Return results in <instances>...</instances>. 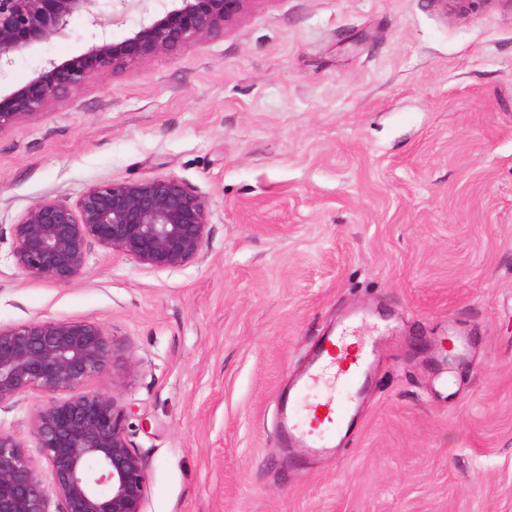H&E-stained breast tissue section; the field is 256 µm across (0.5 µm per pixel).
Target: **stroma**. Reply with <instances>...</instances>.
<instances>
[{
    "instance_id": "35a3bbf8",
    "label": "stroma",
    "mask_w": 512,
    "mask_h": 512,
    "mask_svg": "<svg viewBox=\"0 0 512 512\" xmlns=\"http://www.w3.org/2000/svg\"><path fill=\"white\" fill-rule=\"evenodd\" d=\"M172 6L100 9L118 43ZM98 32L73 16L0 93ZM158 176L211 204L199 261L94 247L67 286L16 268L37 200ZM354 305L403 343L350 446L314 460L282 444L277 401ZM34 319L100 323L136 362L89 386L133 409L143 512H512V0H253L1 131L0 326ZM41 400L0 405V429L27 437Z\"/></svg>"
}]
</instances>
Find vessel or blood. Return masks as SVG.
Here are the masks:
<instances>
[{
	"label": "vessel or blood",
	"mask_w": 512,
	"mask_h": 512,
	"mask_svg": "<svg viewBox=\"0 0 512 512\" xmlns=\"http://www.w3.org/2000/svg\"><path fill=\"white\" fill-rule=\"evenodd\" d=\"M371 325L370 316L355 314L335 334L322 338L295 385L297 397L306 402L304 417L291 409L283 413V432L290 442L323 452L344 432L381 343L380 337L368 334Z\"/></svg>",
	"instance_id": "b4317fda"
}]
</instances>
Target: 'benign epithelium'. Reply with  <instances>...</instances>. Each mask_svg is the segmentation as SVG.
Instances as JSON below:
<instances>
[{"label":"benign epithelium","instance_id":"benign-epithelium-1","mask_svg":"<svg viewBox=\"0 0 512 512\" xmlns=\"http://www.w3.org/2000/svg\"><path fill=\"white\" fill-rule=\"evenodd\" d=\"M101 0H0V67L59 36L76 14L101 24ZM122 42L101 38L87 52L50 67L0 98V131L29 121L82 89L100 69L119 68L201 41L248 11L254 0H176ZM209 201L174 177L107 181L73 203L43 198L12 225V256L27 277L56 286L78 279L91 247L119 252L144 268L170 270L200 260ZM121 357V346L92 321L33 320L0 327V405L28 391L44 400L29 439L0 429V512H142L148 478L132 449V408L88 390ZM33 443L49 470L42 476Z\"/></svg>","mask_w":512,"mask_h":512}]
</instances>
